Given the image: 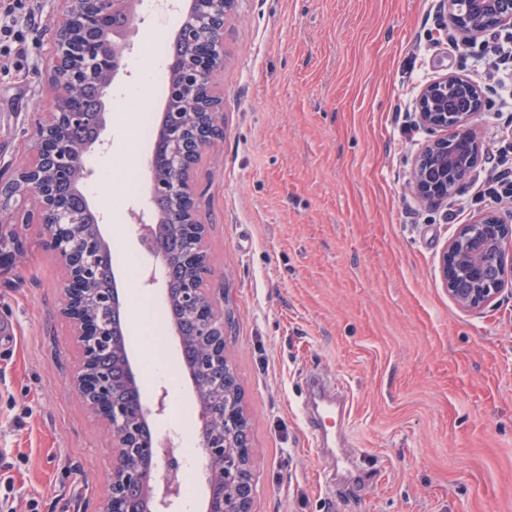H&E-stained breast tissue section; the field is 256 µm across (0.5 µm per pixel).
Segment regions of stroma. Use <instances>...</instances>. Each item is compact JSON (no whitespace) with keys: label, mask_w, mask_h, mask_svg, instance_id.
Listing matches in <instances>:
<instances>
[{"label":"stroma","mask_w":512,"mask_h":512,"mask_svg":"<svg viewBox=\"0 0 512 512\" xmlns=\"http://www.w3.org/2000/svg\"><path fill=\"white\" fill-rule=\"evenodd\" d=\"M25 71L0 73V177L28 158L51 105L44 66L61 23L41 0ZM440 0H241L224 28V137L197 170L207 252L230 316L225 353L248 415L253 512H512V293L481 310L459 308L440 276L458 225L493 207L465 180L448 205L418 197L413 160L429 132L413 115L420 88L469 62L448 49ZM179 28L143 18L122 87L124 111L159 120L167 85L149 76L150 44ZM106 149L86 162L101 178L122 289L150 311L129 327L165 338L170 376H152L150 346L132 345L150 427L194 458L201 427L182 365L164 282L137 241L150 178L136 155L149 141L108 119ZM502 215L512 204H498ZM457 212L448 222V212ZM23 255L0 267V454L12 512H98L112 438L70 385L76 351L59 310L61 268L21 224ZM335 375L352 399L360 476L343 481L311 444L299 412L311 374Z\"/></svg>","instance_id":"1"}]
</instances>
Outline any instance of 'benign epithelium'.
<instances>
[{
    "label": "benign epithelium",
    "mask_w": 512,
    "mask_h": 512,
    "mask_svg": "<svg viewBox=\"0 0 512 512\" xmlns=\"http://www.w3.org/2000/svg\"><path fill=\"white\" fill-rule=\"evenodd\" d=\"M63 20L55 32L58 51L49 63L53 102L41 113L30 161L17 169L16 179L26 197L36 202L22 210L21 223L43 229L40 245L53 253L65 279L66 300L61 308L77 351L70 376L71 386L83 398L90 412L112 436V471L109 492L100 512H169L178 497L180 460L157 439L147 438L154 412L138 400L121 401V390H141L138 373L126 347H121V364L111 369L100 364L103 349L112 347L113 337L123 335L122 303L117 280L108 288L95 287L105 261L111 260V246L100 225L94 229L73 218L69 199L56 189L54 165L68 146V128L78 122L93 126L94 136L82 147V154L105 145L102 134L109 113L80 112L67 89L82 80L74 65L80 56L76 37L79 28L95 25L107 28L111 16H126L130 23L112 27V36L97 44L98 56L111 63L108 82L124 68L131 49L130 36L139 20L140 0H60ZM239 0H189L207 27L205 39L188 36L186 57L171 59L168 68L181 70L186 84L208 86L217 67L224 64V27ZM454 33L479 36L489 30L512 29V0H442ZM486 105L485 90L469 78L446 74L422 86L414 102L419 125L434 133L415 157L411 172L417 194L435 206H446L467 176L453 168L465 163L463 144L479 147L472 120ZM162 137L167 164V181L155 182L152 197L166 192L175 200L178 235L184 246L179 262L187 276L177 296L167 295L169 306L178 302L195 320L194 336L205 355L224 360L226 379L214 387L208 382L207 363L191 371L203 421L220 425L199 433V446L207 457L210 496L207 512H252L255 493L252 462L256 450L248 436V418L243 401L236 397L231 377L232 364L225 359L226 322L214 302L215 270L205 246L207 225L198 218L199 197L196 166L205 148L224 136L221 110L209 108L197 118V125L163 123ZM160 225L139 234L140 246L171 263L160 244ZM25 244L3 237L0 225V260L24 251ZM512 225L496 210L477 213L470 223L459 226L448 240L441 258V274L448 295L461 308L488 306L506 285L512 286Z\"/></svg>",
    "instance_id": "1"
}]
</instances>
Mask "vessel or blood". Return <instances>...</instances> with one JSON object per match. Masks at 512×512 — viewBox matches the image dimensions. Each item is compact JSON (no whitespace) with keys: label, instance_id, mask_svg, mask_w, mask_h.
Returning a JSON list of instances; mask_svg holds the SVG:
<instances>
[{"label":"vessel or blood","instance_id":"obj_1","mask_svg":"<svg viewBox=\"0 0 512 512\" xmlns=\"http://www.w3.org/2000/svg\"><path fill=\"white\" fill-rule=\"evenodd\" d=\"M338 386L335 377H318L310 387L303 412L316 447L332 452L335 462L341 464L346 460L341 450L348 445L346 428L351 411L348 402L337 395Z\"/></svg>","mask_w":512,"mask_h":512}]
</instances>
